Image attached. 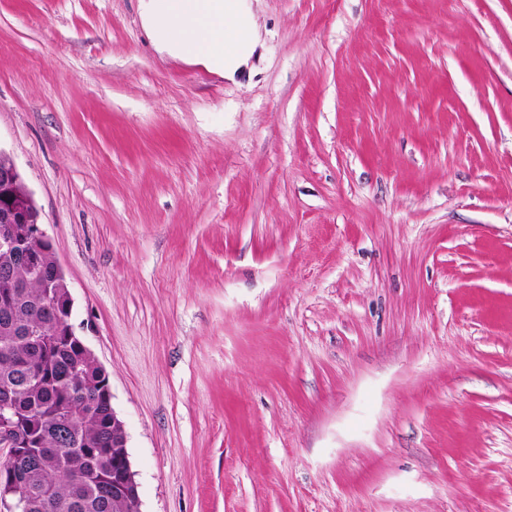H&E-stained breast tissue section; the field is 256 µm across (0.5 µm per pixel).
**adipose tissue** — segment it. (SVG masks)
<instances>
[{
  "label": "adipose tissue",
  "mask_w": 512,
  "mask_h": 512,
  "mask_svg": "<svg viewBox=\"0 0 512 512\" xmlns=\"http://www.w3.org/2000/svg\"><path fill=\"white\" fill-rule=\"evenodd\" d=\"M141 20L153 32L161 52L231 78L246 66L257 46L256 35L244 44L227 45L224 34L247 18L244 0H143Z\"/></svg>",
  "instance_id": "obj_1"
}]
</instances>
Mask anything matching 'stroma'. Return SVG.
Segmentation results:
<instances>
[{"label": "stroma", "mask_w": 512, "mask_h": 512, "mask_svg": "<svg viewBox=\"0 0 512 512\" xmlns=\"http://www.w3.org/2000/svg\"><path fill=\"white\" fill-rule=\"evenodd\" d=\"M250 3L230 80L140 0H0L139 512H512V0Z\"/></svg>", "instance_id": "obj_1"}]
</instances>
